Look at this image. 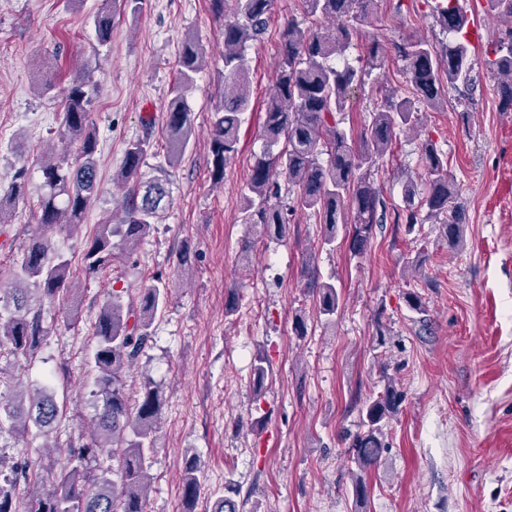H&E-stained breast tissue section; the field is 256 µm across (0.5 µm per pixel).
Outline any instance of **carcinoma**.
Instances as JSON below:
<instances>
[{
	"label": "carcinoma",
	"instance_id": "carcinoma-1",
	"mask_svg": "<svg viewBox=\"0 0 512 512\" xmlns=\"http://www.w3.org/2000/svg\"><path fill=\"white\" fill-rule=\"evenodd\" d=\"M210 0L216 18L224 21V93L211 128L212 176L224 178V163L237 152L238 133L250 101L245 86L249 67L244 54L247 42L261 36L268 24L271 0ZM311 17L337 23L333 28H303L292 20L281 33V55L274 93L270 97L263 123L265 148L252 166L242 194L243 223L256 229L261 240H282L288 230L286 212L311 211L324 224L322 244H336L338 227L349 229L351 250L364 254L375 226L387 220V204L371 181L376 159L390 152L397 132L418 121V104H437L450 87L474 88L473 53L466 38L468 16L460 0H445L438 8L443 29L456 35L454 43L436 50L428 42L409 36L395 45L405 62V74L415 98H384L372 120L361 133L359 147L341 127L340 115L349 94L364 77L383 68L385 50L372 41L360 65L345 58L360 26L368 22L375 0H304ZM114 15L107 10L96 13L94 27L98 42L107 43L112 34ZM494 58L488 60L497 77L499 106L512 111V27L492 46ZM205 58L196 39L185 40L180 70L171 89L167 128L172 139L171 154L181 153L192 134V113L187 109L185 92ZM97 91L91 73L74 79L64 92L59 135L79 143L84 161L69 165L45 155L41 173L45 192L40 199L42 224L80 226L97 191L94 153L98 146L90 112ZM151 148L144 136L127 143L120 182L131 185L125 195L122 216L105 218L85 254L84 273L90 277L112 266L116 250L128 256L149 233L159 218L160 202L167 196L165 175L142 180L141 166ZM329 156L322 165L319 155ZM425 183L412 179L403 184L405 209L394 212V223L408 225L438 221L445 225L448 244L457 248L463 241L465 213L458 202V187L448 172V160L428 143L424 148ZM285 177L296 196L288 210L275 201L278 178ZM26 171L18 169L12 178L9 196L24 197ZM72 288L70 260L53 250L43 236L31 239L26 253L12 275L11 286L0 288V348L13 354L36 349L44 335L39 316L32 313V296L52 302ZM319 288V313L323 326L336 325L340 297L336 286L322 283ZM168 284L156 278L140 289L137 300L121 303L112 294L99 311L94 328L96 346L92 362L97 372L94 396L101 402L87 438L72 450L68 465L57 469L52 463L27 462L3 470L0 460V512H145L150 490L147 465L156 447L157 429L166 398L147 378L132 406L126 392V369L143 354L152 336V325L168 300ZM269 375L267 358L257 355L253 369V388L261 394ZM403 391L398 381L386 377L383 390L366 400L360 415L364 430L350 444V461L355 466L352 495L355 506L363 508L368 494L365 476L374 469L386 450L385 429L399 413ZM60 405L52 392L35 388L28 395L0 394V429L9 425L23 435L30 426L51 429L60 416ZM110 452L120 459V467L109 472L100 466V456ZM205 473L196 458L187 460L183 475V500L186 512L192 509L203 490ZM27 486L24 510L15 505L14 490ZM240 488L230 486L220 497L214 512H239L234 497Z\"/></svg>",
	"mask_w": 512,
	"mask_h": 512
}]
</instances>
